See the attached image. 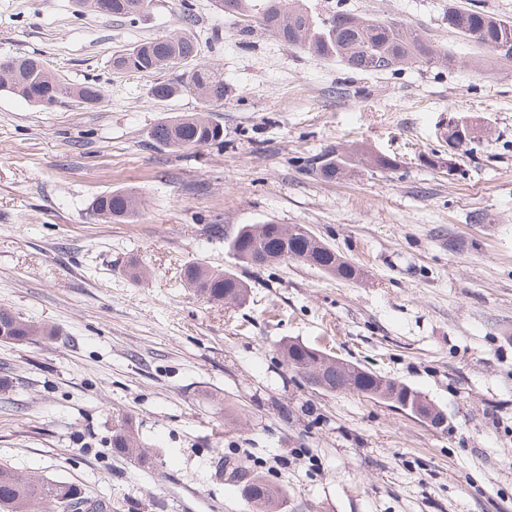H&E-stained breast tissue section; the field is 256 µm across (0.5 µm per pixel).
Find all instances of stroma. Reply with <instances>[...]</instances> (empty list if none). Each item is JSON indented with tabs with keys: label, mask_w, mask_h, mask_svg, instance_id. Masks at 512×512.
<instances>
[{
	"label": "stroma",
	"mask_w": 512,
	"mask_h": 512,
	"mask_svg": "<svg viewBox=\"0 0 512 512\" xmlns=\"http://www.w3.org/2000/svg\"><path fill=\"white\" fill-rule=\"evenodd\" d=\"M301 3L397 23L457 63L354 73L217 0H155L133 22L77 0H0V60L34 56L102 89L98 103L48 109L0 90V308L57 329L0 342L13 380L0 464L72 482L111 512H254L238 465L281 488L278 512H512V63L446 21L474 4L512 20V0ZM185 27L224 72L210 112L224 143L173 152L150 130L201 102L157 101L153 77L112 59ZM451 117L481 143L449 151L438 128ZM348 147L397 166L310 171ZM117 189L141 212L98 222L94 199ZM270 220L311 228L356 278L291 260L247 269L239 303L184 286L187 262L229 268L238 229ZM132 262L145 280L128 277ZM287 340L421 392L444 426L314 388L282 357ZM127 416L153 467L113 452Z\"/></svg>",
	"instance_id": "stroma-1"
}]
</instances>
